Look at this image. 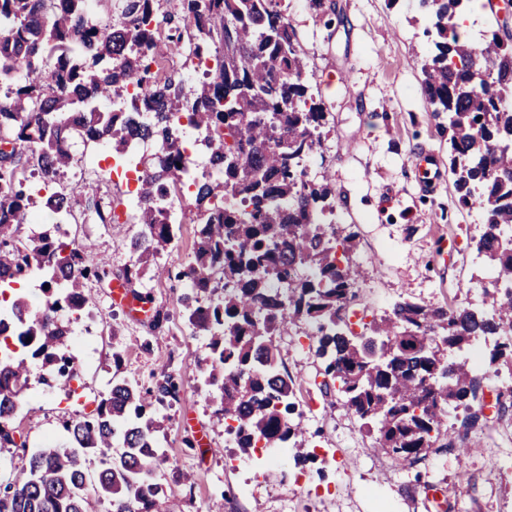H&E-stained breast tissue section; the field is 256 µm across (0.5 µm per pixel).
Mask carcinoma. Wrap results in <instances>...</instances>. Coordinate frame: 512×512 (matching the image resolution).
<instances>
[{
    "label": "carcinoma",
    "instance_id": "1",
    "mask_svg": "<svg viewBox=\"0 0 512 512\" xmlns=\"http://www.w3.org/2000/svg\"><path fill=\"white\" fill-rule=\"evenodd\" d=\"M121 0L112 27L85 19V0H0V296L39 271L42 302L24 296L0 317L17 347L0 355V447L16 446L14 418L32 382L64 388L74 370L71 321L92 307L85 281L112 278L92 241L63 240L60 224H33L19 168L49 187L73 162L65 140L105 143L115 153L150 141L143 159L131 265L120 279L141 277L172 245L175 227L156 201L182 184L187 164L177 147L179 117L203 138L199 153L216 178L194 182L199 216L193 258L182 272L190 285L180 301L193 336L209 340L203 386L218 421L231 420L235 444L247 454L299 449L306 433L296 412L293 379L279 369L272 337L304 321L314 327L315 355L338 385L343 405L379 448L409 458L453 446L448 411L465 413L469 431L487 420L485 384L512 368V33L494 31L473 44L460 19L471 0H420L435 33L422 65V88L448 125L449 169L458 204L477 208L483 232L477 249L494 271L483 287L490 313L469 307L430 309L403 301L359 333L353 286L365 268L337 258L336 190L306 178L303 162L327 137L325 112L308 95L310 52L281 10V0ZM214 60L187 91L171 76L179 60ZM142 87L119 112L80 111L91 101L121 98ZM149 114V120L143 114ZM77 200L53 191L42 206L72 215ZM222 281L215 284V279ZM477 336H504L480 373L448 353ZM170 375L143 392L114 382L96 407L63 424L64 445L46 442L0 492V512H175L172 495L153 471L166 462L151 417L154 404L174 399ZM97 458L90 472L86 461Z\"/></svg>",
    "mask_w": 512,
    "mask_h": 512
}]
</instances>
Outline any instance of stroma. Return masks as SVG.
I'll list each match as a JSON object with an SVG mask.
<instances>
[{
	"instance_id": "1",
	"label": "stroma",
	"mask_w": 512,
	"mask_h": 512,
	"mask_svg": "<svg viewBox=\"0 0 512 512\" xmlns=\"http://www.w3.org/2000/svg\"><path fill=\"white\" fill-rule=\"evenodd\" d=\"M330 2L320 15L307 0H281V8L311 50L313 97L327 113L329 134L313 175L331 174L336 222L355 233L352 258L369 270L354 286L357 309L370 319L401 299L480 307L491 277L476 250L482 226L477 210L457 203L448 137L423 95L421 62L430 39L417 0ZM423 151L441 171L430 185L414 164ZM95 153L76 146L55 188L79 201L69 237H91L117 272L140 230L128 204L134 188L92 164ZM102 212L115 222L100 223ZM195 230V223L181 225L172 247L157 256L168 276L146 275L137 284L148 301L145 315L113 300L111 283L86 282L95 305L81 321L95 338V361L81 367L71 387L31 392L15 420L17 447L0 448V475L19 473L25 448L65 442L62 421L94 409L112 383L146 390L170 375L179 394L156 406L155 415L168 458L164 483L179 512H435L442 502L449 512H512V408L469 433L460 429L462 413L451 414L456 449L437 446L402 459L376 447L337 392L321 391V361L299 326L279 343L299 410L316 415L305 425L307 459L289 464L285 480L271 467L260 491L242 493L247 457L225 446L224 428L199 387L207 340L192 335L179 300L183 285L173 277L192 258ZM116 352L121 362L113 361Z\"/></svg>"
}]
</instances>
